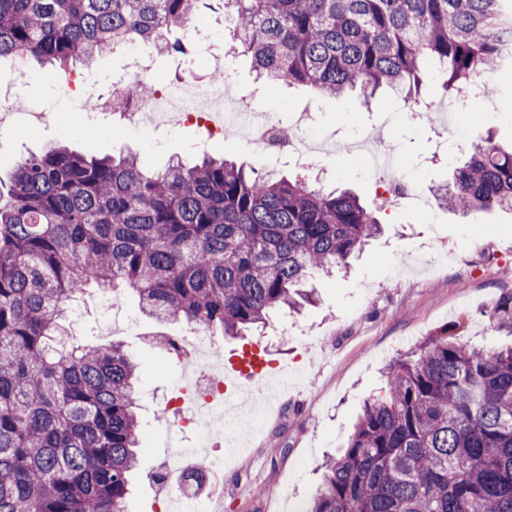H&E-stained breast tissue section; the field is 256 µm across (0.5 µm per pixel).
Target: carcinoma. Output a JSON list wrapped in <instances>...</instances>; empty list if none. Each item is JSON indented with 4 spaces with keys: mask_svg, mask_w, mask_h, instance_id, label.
Listing matches in <instances>:
<instances>
[{
    "mask_svg": "<svg viewBox=\"0 0 512 512\" xmlns=\"http://www.w3.org/2000/svg\"><path fill=\"white\" fill-rule=\"evenodd\" d=\"M203 0H0V62L61 71L133 44L192 58ZM230 51L265 85L368 103L417 100L429 66L444 90L500 69L512 0H224ZM155 92L137 78L132 99ZM463 213L512 211V152L475 145L437 188ZM381 232L347 190L259 175L205 156L151 172L132 154L55 144L0 191V512H127L138 464L136 364L118 342L60 341L76 298L128 292L158 322L243 336L344 268ZM491 319L512 325V295ZM308 512H512V347L448 331L390 364L344 451L323 464Z\"/></svg>",
    "mask_w": 512,
    "mask_h": 512,
    "instance_id": "cac0c4a2",
    "label": "carcinoma"
}]
</instances>
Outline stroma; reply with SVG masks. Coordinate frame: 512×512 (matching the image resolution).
<instances>
[{
  "label": "stroma",
  "mask_w": 512,
  "mask_h": 512,
  "mask_svg": "<svg viewBox=\"0 0 512 512\" xmlns=\"http://www.w3.org/2000/svg\"><path fill=\"white\" fill-rule=\"evenodd\" d=\"M234 64L223 84L226 91L252 93V108L259 112L311 109L320 112L323 131L366 133L374 147L399 157L403 171L418 178L430 209L397 216L379 210L375 185L360 158L331 156V186L351 189L367 208L378 209L382 233L346 268L313 279L317 306L298 313L280 311L243 340L210 332L206 360L196 357L187 364L157 345L156 337L183 336L189 327L182 321L159 324L145 317L134 296L124 297L116 309L109 297L93 289L79 298L82 316L69 325L75 340L85 345L121 342L139 365L143 434L128 512H153L160 491L154 478L159 465L174 448L196 443V432L177 430L167 409L183 389L187 370H217L243 343L259 345L282 366L302 367L305 376L269 411L257 384L243 379L230 386L239 405L238 423L253 429L255 439L246 457L225 466L224 503L218 512H296L306 507L322 483L323 460L341 452L364 401L384 388L387 365L442 328H455L461 343L480 349L512 345V329L496 327L489 318L496 301L512 294V212L465 214L435 197L436 186L452 182L473 139L489 134L500 146H512V103L499 101L477 122L458 114L448 155L434 166L428 161L435 149L433 131L409 124L394 95L379 96L363 107L353 97L329 100L304 87L256 94L249 58L237 57ZM26 69L21 112L42 106L52 119L37 130L0 140V181L9 182L28 151L56 143L81 151L92 142L101 156L131 151L150 169L163 168L172 158L190 164L198 160L192 126L126 130L113 138L111 115L70 111L58 99L52 72L34 63Z\"/></svg>",
  "instance_id": "stroma-1"
}]
</instances>
